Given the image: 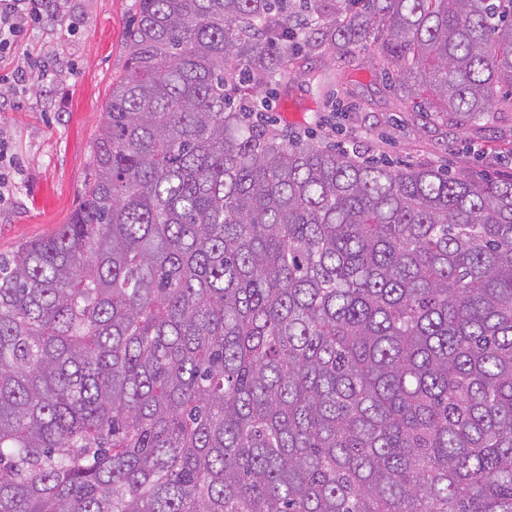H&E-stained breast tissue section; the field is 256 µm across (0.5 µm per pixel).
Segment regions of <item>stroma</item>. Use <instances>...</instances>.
<instances>
[{
  "mask_svg": "<svg viewBox=\"0 0 512 512\" xmlns=\"http://www.w3.org/2000/svg\"><path fill=\"white\" fill-rule=\"evenodd\" d=\"M139 0H57L54 13L29 25L18 49L0 58V79L39 63L46 82L14 90L0 110V254L48 237L67 223L89 179L93 142L112 81L126 70V33ZM376 43L360 52L361 66L328 55L308 57L307 69L333 67L348 76L340 105L317 108L307 86L273 101L267 117L289 135L313 134L366 160L428 164L476 178L512 175V111L479 125L457 114L401 106L372 65Z\"/></svg>",
  "mask_w": 512,
  "mask_h": 512,
  "instance_id": "obj_1",
  "label": "stroma"
}]
</instances>
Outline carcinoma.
<instances>
[{
  "label": "carcinoma",
  "instance_id": "1",
  "mask_svg": "<svg viewBox=\"0 0 512 512\" xmlns=\"http://www.w3.org/2000/svg\"><path fill=\"white\" fill-rule=\"evenodd\" d=\"M140 0L93 171L0 255V512H512V176L247 121L378 44L512 108V0Z\"/></svg>",
  "mask_w": 512,
  "mask_h": 512
}]
</instances>
